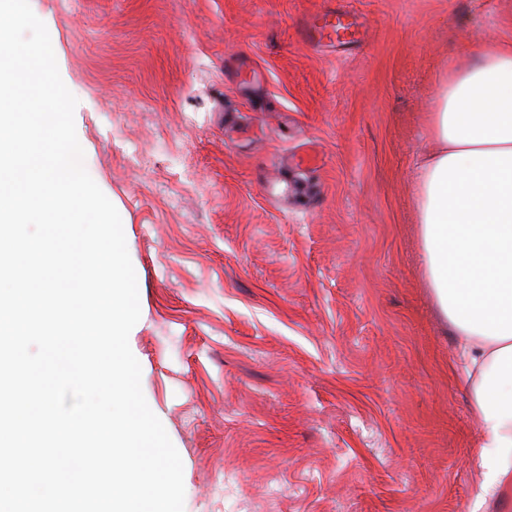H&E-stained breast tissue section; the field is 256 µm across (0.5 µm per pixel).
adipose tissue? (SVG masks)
Returning a JSON list of instances; mask_svg holds the SVG:
<instances>
[{
    "label": "adipose tissue",
    "mask_w": 512,
    "mask_h": 512,
    "mask_svg": "<svg viewBox=\"0 0 512 512\" xmlns=\"http://www.w3.org/2000/svg\"><path fill=\"white\" fill-rule=\"evenodd\" d=\"M415 173L429 286L478 415L477 503L512 496V45L481 44L436 92Z\"/></svg>",
    "instance_id": "ef3b65f1"
}]
</instances>
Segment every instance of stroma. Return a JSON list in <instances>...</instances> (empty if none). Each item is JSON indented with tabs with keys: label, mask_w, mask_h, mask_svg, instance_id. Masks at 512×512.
Wrapping results in <instances>:
<instances>
[{
	"label": "stroma",
	"mask_w": 512,
	"mask_h": 512,
	"mask_svg": "<svg viewBox=\"0 0 512 512\" xmlns=\"http://www.w3.org/2000/svg\"><path fill=\"white\" fill-rule=\"evenodd\" d=\"M127 219L129 346L184 512H471L480 424L414 172L512 0H29ZM347 10L362 42L307 30Z\"/></svg>",
	"instance_id": "1"
}]
</instances>
